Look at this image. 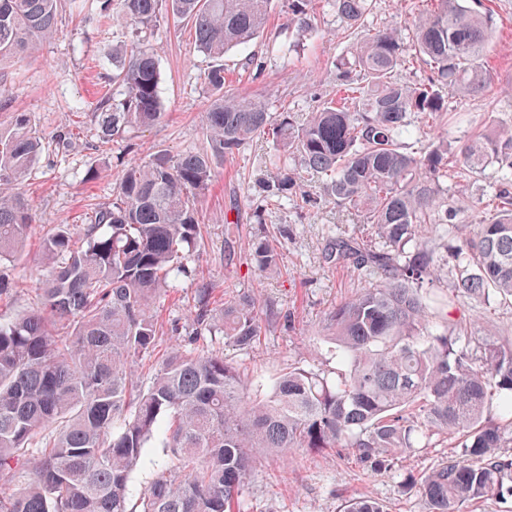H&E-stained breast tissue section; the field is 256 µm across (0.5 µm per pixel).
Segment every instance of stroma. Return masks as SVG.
Returning <instances> with one entry per match:
<instances>
[{"label": "stroma", "mask_w": 512, "mask_h": 512, "mask_svg": "<svg viewBox=\"0 0 512 512\" xmlns=\"http://www.w3.org/2000/svg\"><path fill=\"white\" fill-rule=\"evenodd\" d=\"M496 32L485 67L492 91L449 97V108L470 115L468 125L447 134L449 152H458L472 132L487 126L512 127V0H491ZM317 37L304 40L299 57L283 63L278 44L297 36L286 0H275L268 26L248 51L231 50L224 59V95L254 98L288 109L294 116L316 109L336 94L337 58L350 43L342 39V23L325 0H315ZM155 46L161 72L159 95L165 119L132 132L129 140L99 148L87 115L72 113L75 103L94 108L103 93H115L107 76L113 49L133 41ZM210 60L198 51L190 24L162 19L154 31L135 33L111 20L80 18L75 0H62L56 35L39 53L0 67V88L10 104L0 108V122L11 113H27L31 124L47 137L70 134L68 148L49 149L36 160L23 184L36 222L21 260L0 264V277L12 290L0 305V320L24 312L36 301L42 271L40 244L55 225L82 228L92 207L109 205L113 187L124 169L157 151L170 154L208 150L205 111L212 93L204 81ZM266 143L255 140L218 168L211 189L198 209L204 224L198 260L189 264L181 288L156 306L161 329L156 355L175 344L176 328L185 326L193 308V290L205 281L213 288L212 306L220 309L229 295L255 292L262 334L247 350L225 349L226 359L240 366L255 384L271 386L287 368L314 367L334 371L336 361L326 341L328 315L336 304L367 286L368 272L336 261L330 248L336 240L374 239L371 225L356 210L322 201L321 184L308 180L303 188L318 202L306 213L292 203L266 202L252 184L266 175ZM498 167L489 165L481 177L468 180L464 194L449 192L448 222L425 244L435 260V287L452 289L457 271L449 255L458 245L457 227L484 220L481 201L497 185ZM238 234L226 249L224 227ZM270 240L280 253L277 276L261 275L249 257L256 239ZM453 317L472 323L476 336L512 331V306L459 296ZM448 454L447 448H420L394 467L371 472L347 450L298 449L287 459L253 451L254 465L246 478L242 512H339L343 500L372 498L388 512H427L424 498L412 485Z\"/></svg>", "instance_id": "35a3bbf8"}]
</instances>
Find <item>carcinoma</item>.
Segmentation results:
<instances>
[{
  "label": "carcinoma",
  "mask_w": 512,
  "mask_h": 512,
  "mask_svg": "<svg viewBox=\"0 0 512 512\" xmlns=\"http://www.w3.org/2000/svg\"><path fill=\"white\" fill-rule=\"evenodd\" d=\"M313 0H289L300 36L312 38ZM354 37L336 60L344 94L299 120L257 100L226 99L224 55L263 35L271 0H120L115 21L154 30L162 15L191 23L197 47L212 60L204 80L215 95L206 112L209 151H161L126 168L115 198L97 207L79 235L59 224L43 239L36 306L0 323V512H241L250 448L286 457L297 448H346L373 472L424 441L450 438V455L420 480L428 512H464L490 498L512 497V334L471 336V322L449 319L457 293L512 304V128L475 133L456 162L466 175L499 165L494 213L462 226L452 253L457 292L429 287L435 277L423 236L437 231L448 190V142L417 150L421 124L465 121L448 97L490 91L480 61L492 37L484 0H412L408 41L424 78H399L403 38L366 25L372 0H331ZM61 0H0V65L35 56L58 27ZM112 84L93 113L105 147L162 122L154 48L133 44L112 58ZM262 139L275 173L256 185L266 198L316 199L296 190L306 174L325 197L362 213L382 243L338 240L350 258L379 278L329 313L330 375L290 367L265 395L252 392L224 353L198 347L218 337L254 347L261 334L250 292L210 307L200 282L185 338L158 363L148 387L137 361L154 351L155 304L180 287L202 240L197 202L224 156ZM45 138L24 112L0 124V263L18 258L32 229L22 182ZM250 256L278 270L265 239ZM442 328L439 333L432 326ZM162 437L166 458L146 448ZM150 471L141 487L138 468ZM340 512H385L372 500H346Z\"/></svg>",
  "instance_id": "cac0c4a2"
}]
</instances>
